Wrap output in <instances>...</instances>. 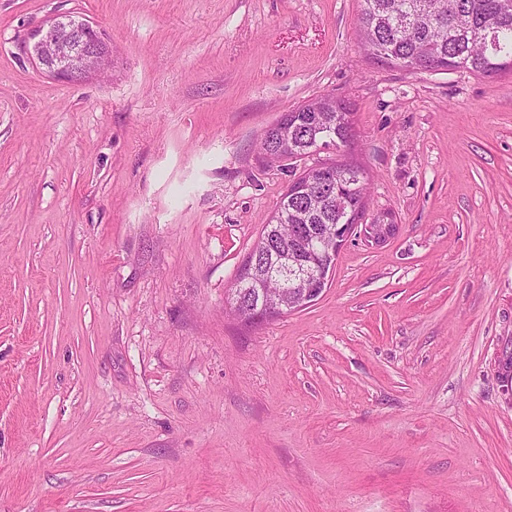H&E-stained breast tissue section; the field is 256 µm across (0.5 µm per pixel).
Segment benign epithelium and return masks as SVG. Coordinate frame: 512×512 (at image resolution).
Masks as SVG:
<instances>
[{"label":"benign epithelium","instance_id":"benign-epithelium-1","mask_svg":"<svg viewBox=\"0 0 512 512\" xmlns=\"http://www.w3.org/2000/svg\"><path fill=\"white\" fill-rule=\"evenodd\" d=\"M103 38L104 30L99 25L87 19L61 15L30 33L28 51L35 65L48 76L63 83L80 84L109 66L106 55L99 49V40ZM357 228L356 224L335 225L333 243L328 251L333 254L339 252ZM396 228L395 224H368L367 240L381 243ZM279 264L296 276L297 287H283L277 298L263 291L258 293L257 300L245 311L243 319L257 321L274 314L306 308L323 294L324 289L308 288L306 284L311 280L323 283L324 276L309 270L290 254L281 258Z\"/></svg>","mask_w":512,"mask_h":512}]
</instances>
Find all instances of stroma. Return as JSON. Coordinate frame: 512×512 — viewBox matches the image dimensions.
Here are the masks:
<instances>
[{"label": "stroma", "instance_id": "obj_1", "mask_svg": "<svg viewBox=\"0 0 512 512\" xmlns=\"http://www.w3.org/2000/svg\"><path fill=\"white\" fill-rule=\"evenodd\" d=\"M357 0H0V512H512V76L411 71ZM112 43L67 85L25 54ZM331 93L368 216L311 306L225 311ZM104 38L96 23L61 15L30 33L28 51L35 65L54 80L80 84L109 66L99 49ZM62 44L65 48L59 50ZM353 112L342 99L327 94L314 103L284 112L277 122L261 135L260 148L267 163L275 164L307 156L316 151L324 140L338 149L347 147L353 137ZM288 135V137H287ZM288 138V154L283 141Z\"/></svg>", "mask_w": 512, "mask_h": 512}]
</instances>
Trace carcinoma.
Instances as JSON below:
<instances>
[{
    "label": "carcinoma",
    "mask_w": 512,
    "mask_h": 512,
    "mask_svg": "<svg viewBox=\"0 0 512 512\" xmlns=\"http://www.w3.org/2000/svg\"><path fill=\"white\" fill-rule=\"evenodd\" d=\"M357 25L364 50L372 58L409 70L425 60L442 70L465 69L477 75L512 74V0H358ZM353 112L333 95L318 97L281 115L261 135L260 148L271 164L307 156L322 142L345 147L353 137ZM339 173L336 201H324L319 189L303 196L285 193L257 241L254 278L242 284L248 304L262 274L276 256L294 248L309 267L320 270L332 259L314 238L324 224H356L367 205L366 172L353 161H329L306 169L298 181H317L323 172Z\"/></svg>",
    "instance_id": "1"
}]
</instances>
